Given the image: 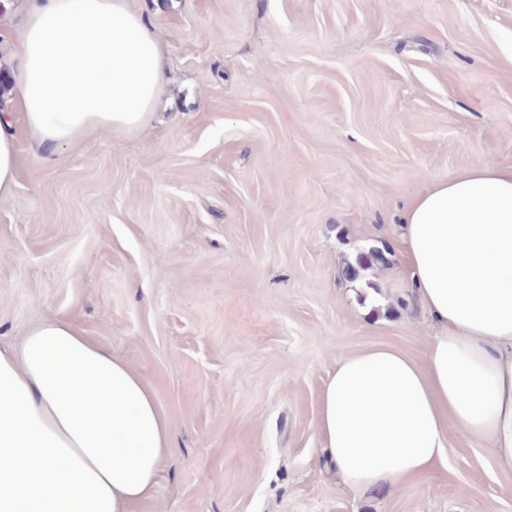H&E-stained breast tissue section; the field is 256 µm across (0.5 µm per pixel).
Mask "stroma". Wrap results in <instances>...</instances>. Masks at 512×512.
Instances as JSON below:
<instances>
[{"label": "stroma", "mask_w": 512, "mask_h": 512, "mask_svg": "<svg viewBox=\"0 0 512 512\" xmlns=\"http://www.w3.org/2000/svg\"><path fill=\"white\" fill-rule=\"evenodd\" d=\"M166 52L155 114L44 161L17 124L0 342L65 316L151 386L173 449L133 512H512L466 438L356 494L317 430L337 359L432 332L401 245L432 181L512 165V0H132ZM388 246L387 266L342 269Z\"/></svg>", "instance_id": "stroma-1"}]
</instances>
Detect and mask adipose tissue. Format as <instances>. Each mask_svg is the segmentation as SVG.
I'll return each instance as SVG.
<instances>
[{"label":"adipose tissue","instance_id":"1","mask_svg":"<svg viewBox=\"0 0 512 512\" xmlns=\"http://www.w3.org/2000/svg\"><path fill=\"white\" fill-rule=\"evenodd\" d=\"M0 109V198L16 184V120L47 160L66 144L147 126L163 47L129 0H32ZM404 255L433 319L423 360L392 346L342 357L322 391L327 460L355 491L395 487L448 459V434L512 471V165L435 181L407 206ZM173 432L140 374L73 321L0 344V512H129Z\"/></svg>","mask_w":512,"mask_h":512}]
</instances>
